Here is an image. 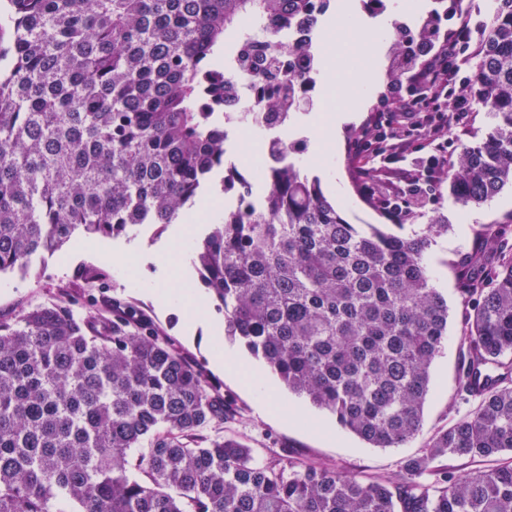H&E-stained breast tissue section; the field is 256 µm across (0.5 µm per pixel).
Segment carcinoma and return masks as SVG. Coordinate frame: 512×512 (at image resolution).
Listing matches in <instances>:
<instances>
[{"instance_id":"obj_1","label":"carcinoma","mask_w":512,"mask_h":512,"mask_svg":"<svg viewBox=\"0 0 512 512\" xmlns=\"http://www.w3.org/2000/svg\"><path fill=\"white\" fill-rule=\"evenodd\" d=\"M0 50V274L28 272L79 235L103 239L173 224L224 167V100L235 76L214 64L224 36L266 22L239 75L276 77L311 56L282 31L334 0H4ZM464 91L492 115L448 159L454 201L479 204L512 184V0H492ZM427 17L393 27L389 84L409 79L406 41ZM301 75L263 108L296 107ZM195 249L224 335L299 397L373 448L419 432L431 368L448 335L447 299L426 254L448 218L416 229L350 224L320 179L295 163L263 171ZM457 264L464 314L458 396L469 413L435 433L391 477L353 476L283 450L265 464L224 435L234 410L137 309L112 305L103 329L65 303L0 321V512H512V227L484 224ZM107 274L87 267V296ZM141 455L146 480L126 474ZM497 463L463 477L450 458Z\"/></svg>"}]
</instances>
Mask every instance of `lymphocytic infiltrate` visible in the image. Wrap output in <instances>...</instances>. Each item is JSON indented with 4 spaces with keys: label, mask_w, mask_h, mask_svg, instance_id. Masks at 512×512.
Returning a JSON list of instances; mask_svg holds the SVG:
<instances>
[{
    "label": "lymphocytic infiltrate",
    "mask_w": 512,
    "mask_h": 512,
    "mask_svg": "<svg viewBox=\"0 0 512 512\" xmlns=\"http://www.w3.org/2000/svg\"><path fill=\"white\" fill-rule=\"evenodd\" d=\"M481 30L478 11L439 14L429 45L408 48V83L389 88L395 108L376 111L353 143L362 193L393 221L437 199L448 163V123L466 125L474 110L462 88Z\"/></svg>",
    "instance_id": "1"
}]
</instances>
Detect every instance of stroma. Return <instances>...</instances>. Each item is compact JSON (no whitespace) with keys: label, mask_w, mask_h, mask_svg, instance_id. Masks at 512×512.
<instances>
[{"label":"stroma","mask_w":512,"mask_h":512,"mask_svg":"<svg viewBox=\"0 0 512 512\" xmlns=\"http://www.w3.org/2000/svg\"><path fill=\"white\" fill-rule=\"evenodd\" d=\"M375 106L367 101L356 122L343 125L338 135H328L325 128L309 134L301 164L318 175L330 201L335 202L352 224H382L386 218L363 198L351 164L350 152L354 135L365 126ZM448 217L447 235L438 238L426 260L432 284L445 296L450 307L448 342L432 368L430 394L420 432L399 448H372L337 425L335 419L313 407L304 398L293 395L281 383H274L275 400L298 405L301 418L288 420L274 409H260L243 379L216 371L201 341L193 339L183 325L182 317L161 309L154 297L127 283L104 255L105 249L122 245V238L95 239L81 236L62 251L35 260L28 274H0V320L18 321L29 306L52 301H82L78 273L87 266L103 269L108 286L98 293L90 312L97 321L112 317L113 299L131 302L162 331L174 348L215 382L222 396L236 409L233 423L226 434L253 448L258 460L264 461L289 450L324 467L358 476L385 477L400 469L403 462L421 455L433 435L462 417L469 409L457 396V336L463 307L459 297L458 260L478 244L476 232L480 225L512 220V188H504L490 200L461 206L448 196L447 187H440L439 199L418 214L419 223H428L435 214Z\"/></svg>","instance_id":"stroma-1"}]
</instances>
